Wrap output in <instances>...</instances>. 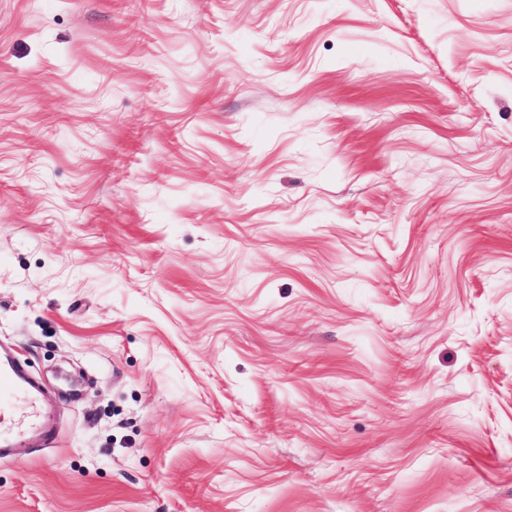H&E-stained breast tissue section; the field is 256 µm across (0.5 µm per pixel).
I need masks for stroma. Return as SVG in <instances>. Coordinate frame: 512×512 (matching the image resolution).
I'll use <instances>...</instances> for the list:
<instances>
[{
	"label": "stroma",
	"instance_id": "stroma-1",
	"mask_svg": "<svg viewBox=\"0 0 512 512\" xmlns=\"http://www.w3.org/2000/svg\"><path fill=\"white\" fill-rule=\"evenodd\" d=\"M0 512H512V0H0ZM24 400L29 408V423L34 424L30 432L43 430L44 416L39 420V405L42 404L37 388L20 374L16 361L11 356L0 355V458L9 453L17 441V430L13 420L15 405ZM39 420V421H38ZM36 423V424H35Z\"/></svg>",
	"mask_w": 512,
	"mask_h": 512
}]
</instances>
